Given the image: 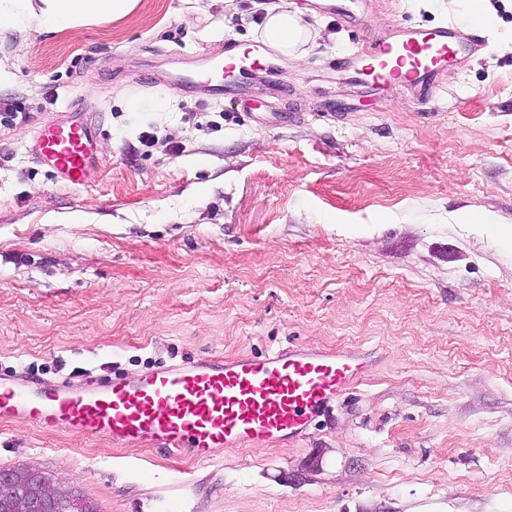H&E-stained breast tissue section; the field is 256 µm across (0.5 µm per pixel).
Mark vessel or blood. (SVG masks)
Returning <instances> with one entry per match:
<instances>
[{
	"label": "vessel or blood",
	"mask_w": 512,
	"mask_h": 512,
	"mask_svg": "<svg viewBox=\"0 0 512 512\" xmlns=\"http://www.w3.org/2000/svg\"><path fill=\"white\" fill-rule=\"evenodd\" d=\"M460 46L451 24L413 26L395 37L383 33L363 41L338 65L424 98ZM185 85L211 95L229 93L223 59H212ZM100 135L97 120L71 112L40 125L31 153L56 181L83 186L97 166ZM368 371V361L352 353L289 346L227 360L187 355L136 379L116 376L84 390L4 375L0 419L205 462L227 449L281 448L305 438L332 400Z\"/></svg>",
	"instance_id": "1"
}]
</instances>
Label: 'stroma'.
Here are the masks:
<instances>
[{
	"label": "stroma",
	"mask_w": 512,
	"mask_h": 512,
	"mask_svg": "<svg viewBox=\"0 0 512 512\" xmlns=\"http://www.w3.org/2000/svg\"><path fill=\"white\" fill-rule=\"evenodd\" d=\"M266 5L298 9L0 20V99L30 114L0 112V374L134 379L293 343L364 355L369 377L308 438L206 463L0 420V470L37 465L102 512H512V54L486 35L427 99L375 90L337 58L461 25L469 0H312L335 40L231 74L225 99L181 85L227 43L260 53ZM76 108L104 129L78 187L28 149Z\"/></svg>",
	"instance_id": "stroma-1"
}]
</instances>
